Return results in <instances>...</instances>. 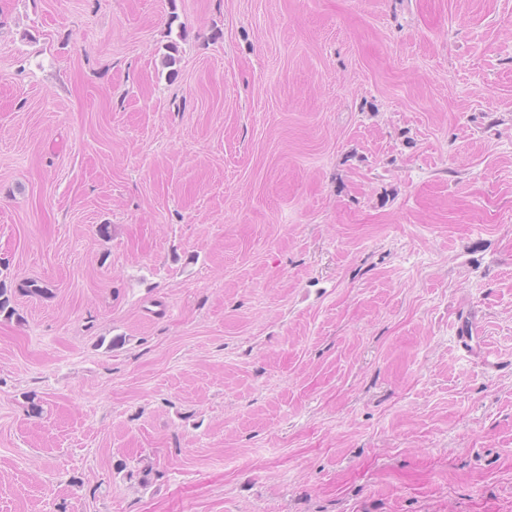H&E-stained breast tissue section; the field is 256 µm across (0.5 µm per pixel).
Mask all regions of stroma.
<instances>
[{"mask_svg":"<svg viewBox=\"0 0 512 512\" xmlns=\"http://www.w3.org/2000/svg\"><path fill=\"white\" fill-rule=\"evenodd\" d=\"M0 282V512H512V0H0Z\"/></svg>","mask_w":512,"mask_h":512,"instance_id":"1","label":"stroma"}]
</instances>
